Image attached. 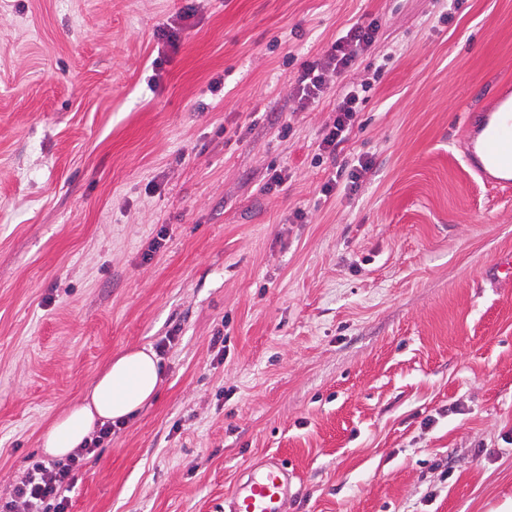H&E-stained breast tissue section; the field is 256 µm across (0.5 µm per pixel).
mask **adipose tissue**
<instances>
[{"instance_id": "adipose-tissue-1", "label": "adipose tissue", "mask_w": 512, "mask_h": 512, "mask_svg": "<svg viewBox=\"0 0 512 512\" xmlns=\"http://www.w3.org/2000/svg\"><path fill=\"white\" fill-rule=\"evenodd\" d=\"M160 381V359L152 348L127 350L96 377L81 404L50 425L42 438L43 452L56 459L67 458L98 426L132 419L154 398Z\"/></svg>"}]
</instances>
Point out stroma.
<instances>
[{
	"mask_svg": "<svg viewBox=\"0 0 512 512\" xmlns=\"http://www.w3.org/2000/svg\"><path fill=\"white\" fill-rule=\"evenodd\" d=\"M374 17L332 154L294 77ZM507 85L512 0H0V496L149 346L68 512H224L275 456L284 512H512V190L462 157Z\"/></svg>",
	"mask_w": 512,
	"mask_h": 512,
	"instance_id": "35a3bbf8",
	"label": "stroma"
}]
</instances>
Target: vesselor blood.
Returning a JSON list of instances; mask_svg holds the SVG:
<instances>
[{
	"mask_svg": "<svg viewBox=\"0 0 512 512\" xmlns=\"http://www.w3.org/2000/svg\"><path fill=\"white\" fill-rule=\"evenodd\" d=\"M464 161L484 184L512 188V102L506 94L493 107L467 113ZM292 477L283 460H271L226 497L229 512H283Z\"/></svg>",
	"mask_w": 512,
	"mask_h": 512,
	"instance_id": "b4317fda",
	"label": "vessel or blood"
}]
</instances>
